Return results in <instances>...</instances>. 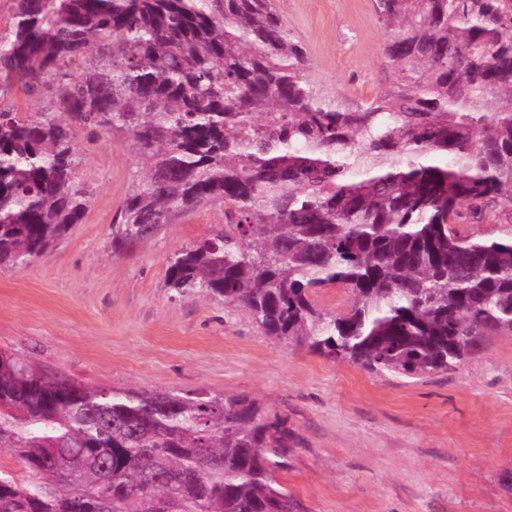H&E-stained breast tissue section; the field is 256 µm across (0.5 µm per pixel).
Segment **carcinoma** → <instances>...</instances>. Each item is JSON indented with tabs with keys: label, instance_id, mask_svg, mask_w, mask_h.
Returning a JSON list of instances; mask_svg holds the SVG:
<instances>
[{
	"label": "carcinoma",
	"instance_id": "carcinoma-1",
	"mask_svg": "<svg viewBox=\"0 0 512 512\" xmlns=\"http://www.w3.org/2000/svg\"><path fill=\"white\" fill-rule=\"evenodd\" d=\"M0 34V270L81 223L74 127L123 133L139 172L112 224L127 253L205 204L224 227L167 285L269 336L372 372L448 371L512 333V0H372L380 91L309 77L272 0H14ZM333 286L349 310L320 307ZM0 512H296L288 428L246 397L96 390L0 352Z\"/></svg>",
	"mask_w": 512,
	"mask_h": 512
}]
</instances>
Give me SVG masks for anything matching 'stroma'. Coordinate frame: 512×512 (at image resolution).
<instances>
[{
    "mask_svg": "<svg viewBox=\"0 0 512 512\" xmlns=\"http://www.w3.org/2000/svg\"><path fill=\"white\" fill-rule=\"evenodd\" d=\"M310 76L348 100L380 87L371 0H278ZM88 208L33 263L0 271V351L95 389L245 396L291 434L279 483L304 512H512V333L451 371L371 373L266 335L243 310L167 286L169 256L223 227L214 203L129 254L112 221L137 171L131 140L76 129Z\"/></svg>",
    "mask_w": 512,
    "mask_h": 512,
    "instance_id": "35a3bbf8",
    "label": "stroma"
}]
</instances>
